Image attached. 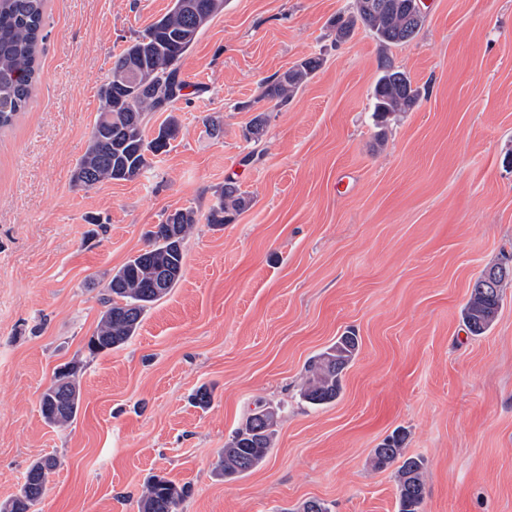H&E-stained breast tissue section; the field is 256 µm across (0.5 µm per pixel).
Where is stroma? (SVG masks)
I'll return each instance as SVG.
<instances>
[{
  "label": "stroma",
  "mask_w": 512,
  "mask_h": 512,
  "mask_svg": "<svg viewBox=\"0 0 512 512\" xmlns=\"http://www.w3.org/2000/svg\"><path fill=\"white\" fill-rule=\"evenodd\" d=\"M352 4L224 0L181 60L177 139L139 179L81 189L112 58L171 0H47L39 80L0 131V506L54 457L34 512H139L157 475L190 487L178 512H397L393 469L369 459L402 429L425 512H512V282L486 334L462 319L474 279L512 255V0H423L417 36L391 47L363 28L335 42ZM385 56L425 94L380 144ZM308 57L322 66L288 106L261 99ZM229 179L252 204L211 226ZM184 208L199 222L181 280L131 341L90 353L113 272ZM349 329L340 397L301 404L306 361ZM67 365L82 401L57 427L40 399ZM259 402L283 408L274 446L224 480V444Z\"/></svg>",
  "instance_id": "1"
}]
</instances>
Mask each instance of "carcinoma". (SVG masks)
<instances>
[{"label":"carcinoma","instance_id":"cac0c4a2","mask_svg":"<svg viewBox=\"0 0 512 512\" xmlns=\"http://www.w3.org/2000/svg\"><path fill=\"white\" fill-rule=\"evenodd\" d=\"M207 9L206 15L172 7L152 23L143 34L113 57L111 72L126 69L133 52L145 42L150 53L139 61L155 87L134 94L118 87H102V110L89 139L85 154L72 174L76 187L90 189L103 182L133 181L150 166L151 158L167 151L177 138L179 123L171 115L184 96L187 83L179 62L195 42L201 29L224 9V0H194ZM423 14L417 0H353L352 11L336 19V39L344 41L362 26L372 32L384 46L412 40L419 32ZM45 26V0H0V129L12 125L15 117L29 105L38 79L39 43ZM316 58L304 59L269 80L262 97L282 108L319 68ZM381 74L372 90V112L377 118L376 140H385L383 123L395 112L415 107L422 92L410 77L389 60L380 64ZM156 112L168 113L160 128L165 137L152 139L145 134L147 117ZM266 113L254 116L246 138L256 141L264 133ZM251 205L250 197L228 180L219 191L206 217L207 223L224 225ZM196 212L191 208L168 214L160 224L147 231L146 249L130 258L112 274L106 291V310L88 348L94 354L108 353L129 342L140 327L146 312L167 296L184 273V242L194 224ZM506 280L499 282V293L472 285L463 310V322L473 336L485 334L494 323L502 302ZM360 349L358 336L346 331L336 341L309 359L299 384V398L310 407L335 402L342 392L345 372L356 360ZM81 402L77 368L67 367L42 393L41 410L48 423L65 426L76 418ZM282 407L262 408L250 414L224 444L220 467L224 477L245 476L259 467L272 448ZM406 433L394 431L381 447L373 450L371 464L376 469L396 466L398 512H423L426 497L425 462L406 453ZM57 460L47 457L35 462L27 471L19 493L0 507V512H32L42 498ZM188 494L166 478H154L142 497L140 512H177Z\"/></svg>","mask_w":512,"mask_h":512}]
</instances>
